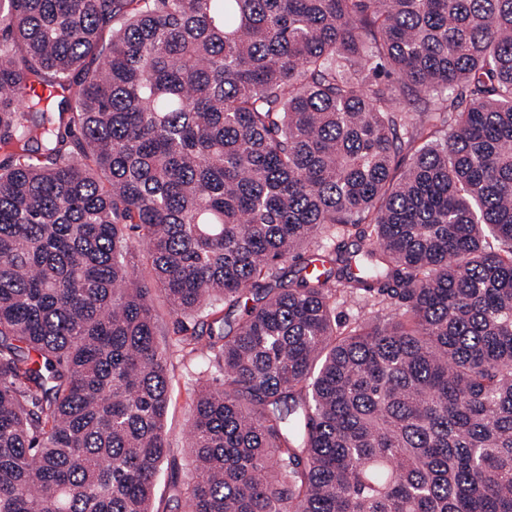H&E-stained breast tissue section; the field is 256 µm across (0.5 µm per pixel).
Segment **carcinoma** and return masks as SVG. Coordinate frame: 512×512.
I'll list each match as a JSON object with an SVG mask.
<instances>
[{"mask_svg":"<svg viewBox=\"0 0 512 512\" xmlns=\"http://www.w3.org/2000/svg\"><path fill=\"white\" fill-rule=\"evenodd\" d=\"M157 293L186 512H512V0H0V512H155ZM155 304L158 313L156 341L160 346L177 350L176 345L181 336L177 332L178 324L176 317L169 314L167 305L162 297H158ZM390 310L379 305L373 306L371 299L359 296L337 305L336 316L341 322L351 324L372 319H388L394 313ZM169 366L170 403L166 415V428L171 448V456L178 463L173 471L164 464L156 475L154 509L158 512H184L183 499L174 489V484L182 485L191 473V458L187 448V435L192 421L195 379L199 368L192 357H182L175 353Z\"/></svg>","mask_w":512,"mask_h":512,"instance_id":"carcinoma-1","label":"carcinoma"}]
</instances>
